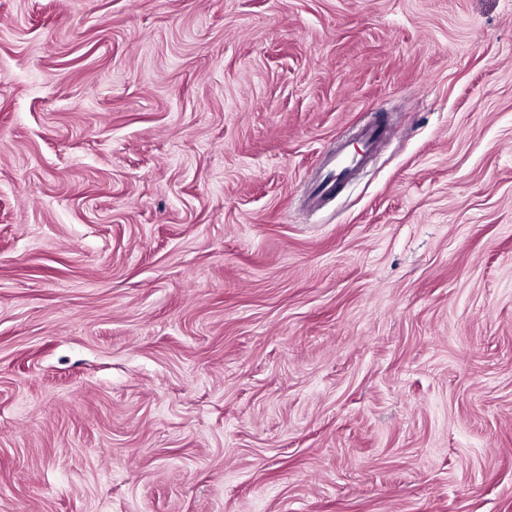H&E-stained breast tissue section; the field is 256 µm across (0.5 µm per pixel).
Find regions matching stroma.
<instances>
[{
	"instance_id": "stroma-1",
	"label": "stroma",
	"mask_w": 512,
	"mask_h": 512,
	"mask_svg": "<svg viewBox=\"0 0 512 512\" xmlns=\"http://www.w3.org/2000/svg\"><path fill=\"white\" fill-rule=\"evenodd\" d=\"M0 512H512V0H0ZM362 161L363 158H358L343 151H336L319 179L317 193L327 194L334 191L336 185L347 175L349 170L360 166Z\"/></svg>"
}]
</instances>
